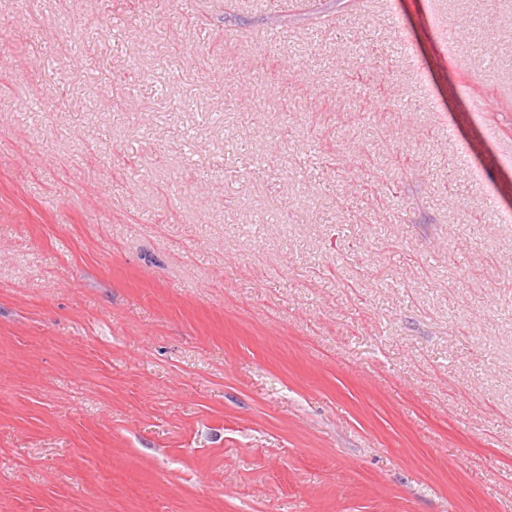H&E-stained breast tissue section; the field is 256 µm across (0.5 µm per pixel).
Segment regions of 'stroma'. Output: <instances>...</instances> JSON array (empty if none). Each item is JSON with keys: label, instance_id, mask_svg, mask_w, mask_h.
Wrapping results in <instances>:
<instances>
[{"label": "stroma", "instance_id": "1", "mask_svg": "<svg viewBox=\"0 0 512 512\" xmlns=\"http://www.w3.org/2000/svg\"><path fill=\"white\" fill-rule=\"evenodd\" d=\"M0 512H512V0H0Z\"/></svg>", "mask_w": 512, "mask_h": 512}]
</instances>
